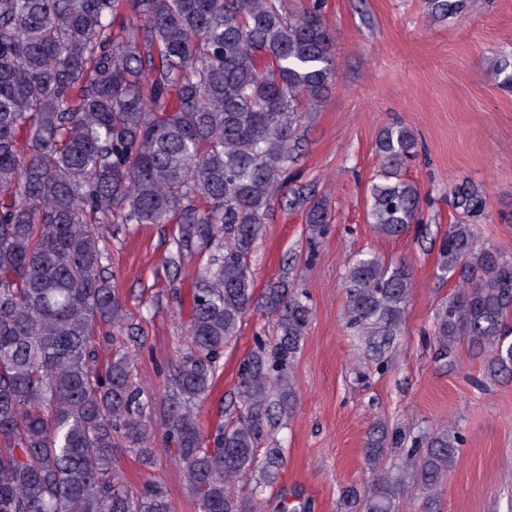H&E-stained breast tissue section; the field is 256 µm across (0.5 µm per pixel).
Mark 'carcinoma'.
I'll list each match as a JSON object with an SVG mask.
<instances>
[{"mask_svg": "<svg viewBox=\"0 0 512 512\" xmlns=\"http://www.w3.org/2000/svg\"><path fill=\"white\" fill-rule=\"evenodd\" d=\"M468 0H427L429 16H459ZM325 0H0V512H172L165 487L133 494L115 465L120 448L155 463L146 420L159 416L198 512H250L231 485L259 498L278 478L282 449H265L288 413V367L311 317L306 291L286 279L255 292L248 264L278 196L321 233L329 198L291 186L303 118L336 84ZM512 89V62L492 60ZM369 188L374 231L394 238L422 223L421 195L400 177L420 152L405 125L376 140ZM454 216L438 268L456 292L436 309L441 358L464 343L488 350L489 371L512 369V260L480 247L484 190L452 191ZM114 224H170L168 266L206 258L191 295L186 347L159 407L131 377L117 345L99 360L95 332L135 337L112 275ZM412 277L404 262L361 253L348 262L344 321L378 358L403 335ZM275 316L237 372L240 416L204 435L195 415L212 392L224 348L245 315ZM463 442L436 427L414 437L412 465L387 472L350 508L395 512L405 490L435 512ZM392 439L365 445L376 469Z\"/></svg>", "mask_w": 512, "mask_h": 512, "instance_id": "carcinoma-1", "label": "carcinoma"}]
</instances>
